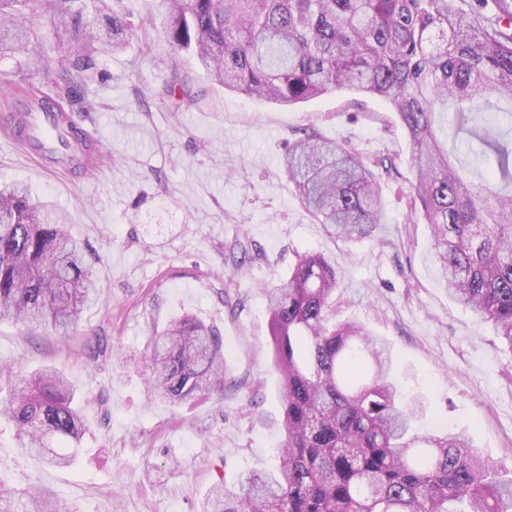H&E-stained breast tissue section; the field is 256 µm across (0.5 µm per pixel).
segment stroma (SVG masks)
I'll return each instance as SVG.
<instances>
[{"mask_svg":"<svg viewBox=\"0 0 512 512\" xmlns=\"http://www.w3.org/2000/svg\"><path fill=\"white\" fill-rule=\"evenodd\" d=\"M134 26L127 47L98 58L79 121L97 141L95 166L47 171L0 139V182L65 211L99 281L96 303L62 338L0 324V378L52 366L80 400L87 433L75 464L43 465L19 452L0 420V489L42 486L63 512H200L210 486L271 469L282 438L265 286L298 254L336 263L330 321L356 322L392 348L395 376L422 396L423 430L465 434L512 468V352L490 323L452 301L430 267L428 225L410 220L412 146L380 98L332 92L282 107L210 82L152 26L154 0H115ZM26 50L0 59V85L59 88L29 67L40 55L59 73L68 35L33 0ZM175 56L194 104L165 94ZM393 157L383 178V222L372 238L331 237L305 211L283 166L301 131ZM192 313L221 338L223 393L175 405L149 395L152 336Z\"/></svg>","mask_w":512,"mask_h":512,"instance_id":"stroma-1","label":"stroma"}]
</instances>
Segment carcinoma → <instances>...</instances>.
I'll use <instances>...</instances> for the list:
<instances>
[{
    "instance_id": "carcinoma-1",
    "label": "carcinoma",
    "mask_w": 512,
    "mask_h": 512,
    "mask_svg": "<svg viewBox=\"0 0 512 512\" xmlns=\"http://www.w3.org/2000/svg\"><path fill=\"white\" fill-rule=\"evenodd\" d=\"M30 0H0V55L24 48ZM78 0H46L69 34L64 80L81 86L97 58L120 50L132 29L100 0L105 24L87 31ZM177 52L191 54L228 90L295 106L348 90L382 98L413 149L410 216L431 226V263L448 296L494 327L512 351V0H156ZM166 92L187 104L178 78ZM15 91L65 114L69 97ZM456 132L495 158L491 192L451 161L444 110ZM284 167L306 211L336 238L356 242L382 223L385 159L372 163L343 142L308 132ZM68 216L20 183L0 184V322L67 335L96 299L97 281ZM336 264L302 255L266 287L284 438L275 466L238 487L218 482L201 512H512V477L458 433L421 432L419 400L399 394L386 341L362 326L328 327ZM150 391L172 403L224 389L216 332L185 315L155 338ZM21 451L65 468L85 431L65 376L45 369L0 393V418ZM0 512H58L51 491H0Z\"/></svg>"
}]
</instances>
